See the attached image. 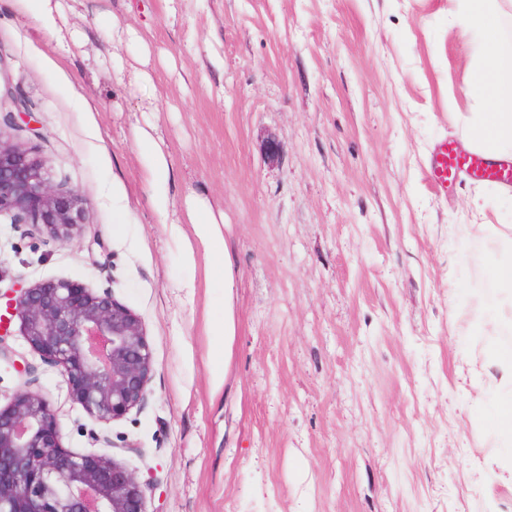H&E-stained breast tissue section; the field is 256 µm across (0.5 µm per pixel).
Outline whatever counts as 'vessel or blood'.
<instances>
[{
	"label": "vessel or blood",
	"mask_w": 512,
	"mask_h": 512,
	"mask_svg": "<svg viewBox=\"0 0 512 512\" xmlns=\"http://www.w3.org/2000/svg\"><path fill=\"white\" fill-rule=\"evenodd\" d=\"M431 175L438 185H445L459 177L474 180L495 179L512 186V165L486 159L480 153H468L453 143L441 142L430 159Z\"/></svg>",
	"instance_id": "obj_1"
}]
</instances>
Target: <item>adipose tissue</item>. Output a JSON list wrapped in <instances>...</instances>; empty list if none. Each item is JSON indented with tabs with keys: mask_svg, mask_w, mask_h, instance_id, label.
<instances>
[{
	"mask_svg": "<svg viewBox=\"0 0 512 512\" xmlns=\"http://www.w3.org/2000/svg\"><path fill=\"white\" fill-rule=\"evenodd\" d=\"M456 16L463 30L478 44L477 77L472 91L480 104L469 123L476 149L492 158L512 153V45L502 38L501 0H455ZM136 140L151 190V204L164 214L169 207L168 188L173 174L169 160L153 134L138 129ZM185 223L191 224L207 259L224 255V236L209 205L190 195L185 199ZM501 371L500 386L505 394L492 415L505 445H512V349L505 347L492 355Z\"/></svg>",
	"mask_w": 512,
	"mask_h": 512,
	"instance_id": "obj_1",
	"label": "adipose tissue"
}]
</instances>
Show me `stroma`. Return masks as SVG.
I'll list each match as a JSON object with an SVG mask.
<instances>
[{
	"label": "stroma",
	"mask_w": 512,
	"mask_h": 512,
	"mask_svg": "<svg viewBox=\"0 0 512 512\" xmlns=\"http://www.w3.org/2000/svg\"><path fill=\"white\" fill-rule=\"evenodd\" d=\"M59 5L60 42L0 0V111L32 106L0 139L79 193L82 224L59 244L1 219L0 289L111 291L152 372L143 405L102 424L16 335L32 371L0 358V404L41 392L65 447L148 480L147 512H512L489 362L512 334L484 327L503 255L473 260L512 230V188L428 171L476 109L453 0ZM148 125L173 170L164 215ZM191 192L224 218V265L190 288ZM136 140L151 190V204L155 211L166 214L169 207L168 188L173 178L169 160L149 130L139 128Z\"/></svg>",
	"instance_id": "obj_1"
}]
</instances>
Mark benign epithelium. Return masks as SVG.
<instances>
[{
	"mask_svg": "<svg viewBox=\"0 0 512 512\" xmlns=\"http://www.w3.org/2000/svg\"><path fill=\"white\" fill-rule=\"evenodd\" d=\"M82 213L77 192L54 188L42 160L0 138V218L37 225L66 243ZM1 299L0 346L19 333L97 421L120 419L144 401L152 354L143 322L110 291L49 280ZM147 487L108 455L65 447L41 393L21 389L0 405V512H147Z\"/></svg>",
	"mask_w": 512,
	"mask_h": 512,
	"instance_id": "obj_1",
	"label": "benign epithelium"
}]
</instances>
